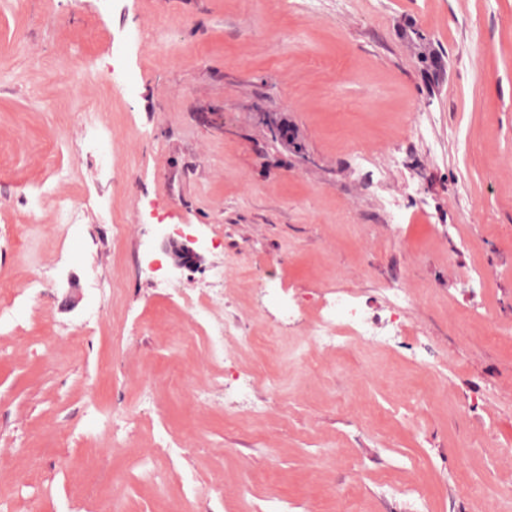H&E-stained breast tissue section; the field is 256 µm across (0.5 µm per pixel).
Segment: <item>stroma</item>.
Instances as JSON below:
<instances>
[{"mask_svg":"<svg viewBox=\"0 0 512 512\" xmlns=\"http://www.w3.org/2000/svg\"><path fill=\"white\" fill-rule=\"evenodd\" d=\"M171 224L206 249L186 293L248 269L226 288L266 413L197 400L201 332L137 264ZM273 270L297 294L349 273L373 307L390 278L431 296L394 351H313L301 324L270 348ZM0 282L12 512H390L387 474L433 512H512V0H0ZM163 435L195 453L154 479L140 455Z\"/></svg>","mask_w":512,"mask_h":512,"instance_id":"stroma-1","label":"stroma"}]
</instances>
